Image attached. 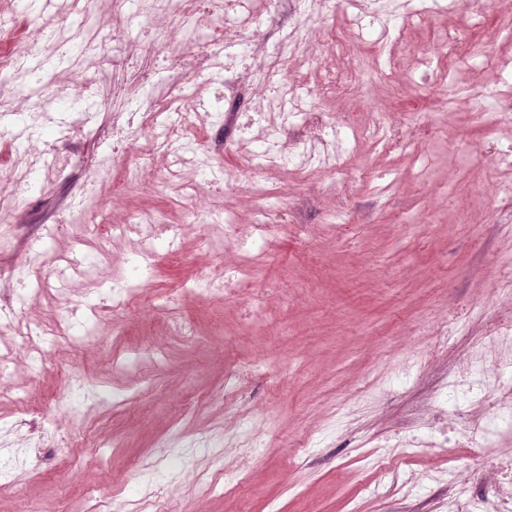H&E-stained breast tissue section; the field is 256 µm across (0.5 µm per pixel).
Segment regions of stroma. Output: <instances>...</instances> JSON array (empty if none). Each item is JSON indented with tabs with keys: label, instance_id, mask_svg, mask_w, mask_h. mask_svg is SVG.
Here are the masks:
<instances>
[{
	"label": "stroma",
	"instance_id": "1",
	"mask_svg": "<svg viewBox=\"0 0 512 512\" xmlns=\"http://www.w3.org/2000/svg\"><path fill=\"white\" fill-rule=\"evenodd\" d=\"M0 22L13 28L5 50L35 45L61 97L51 124L23 137L28 117L17 107L39 88L0 80V195L16 201L0 228V345L18 324L80 331L73 344L44 341L43 363L20 349L0 354V443L16 457L0 473V512L24 503L35 512L98 503L103 512H156V494L172 512H448L457 485L487 495L512 447L467 446L489 404L462 368L501 358L512 379V336H487L512 313V290L498 288L512 273V198L496 191L495 160L512 133L479 120L466 94L448 102L428 76L448 68L435 47L450 31L467 44L457 68L469 86L512 90L511 76L483 62L487 48L512 58V0L477 24L461 9H439L386 45L350 39L326 59L332 71L373 75L326 102L334 122L358 112L425 129L427 172L415 155L364 134L341 176L306 179L257 158L224 192L187 167L178 186L128 187L137 157L112 153V125L129 118L113 88L128 77L71 34L135 44L153 30L150 19L113 13L112 0L80 14L0 0ZM393 65L403 72L396 88L376 76ZM81 71L95 75L96 98L76 100ZM157 80L188 97L224 93L213 67ZM157 130L169 141L152 157L156 168L174 164L187 141L214 171L237 164L223 120L206 112L172 108ZM58 155L67 168L54 166ZM258 186L269 191L277 237L255 274L261 290L210 297L196 284L224 273L226 216L251 233ZM82 210L78 234L70 220ZM144 211L181 236L153 238L152 285L135 308L117 311L115 285L140 281L132 257ZM49 253L68 266L65 279L19 283L17 270ZM71 371L106 385L111 399L57 411ZM24 405L34 424L19 425ZM257 428L259 447H242ZM53 433L77 436L79 457L25 453L24 440Z\"/></svg>",
	"mask_w": 512,
	"mask_h": 512
}]
</instances>
